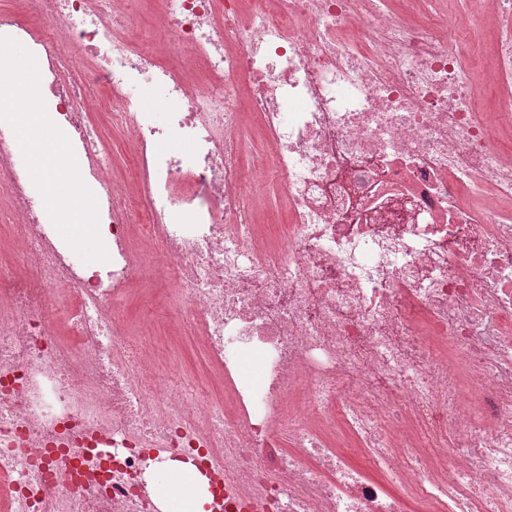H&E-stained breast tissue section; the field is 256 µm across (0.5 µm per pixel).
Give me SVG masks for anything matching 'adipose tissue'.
<instances>
[{
  "mask_svg": "<svg viewBox=\"0 0 512 512\" xmlns=\"http://www.w3.org/2000/svg\"><path fill=\"white\" fill-rule=\"evenodd\" d=\"M156 481L149 488L160 512H206V482L191 464L166 459L155 466Z\"/></svg>",
  "mask_w": 512,
  "mask_h": 512,
  "instance_id": "adipose-tissue-1",
  "label": "adipose tissue"
}]
</instances>
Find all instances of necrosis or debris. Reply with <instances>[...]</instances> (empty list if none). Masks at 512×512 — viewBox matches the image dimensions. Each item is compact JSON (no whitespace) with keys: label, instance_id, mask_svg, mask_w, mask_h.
I'll use <instances>...</instances> for the list:
<instances>
[{"label":"necrosis or debris","instance_id":"1","mask_svg":"<svg viewBox=\"0 0 512 512\" xmlns=\"http://www.w3.org/2000/svg\"><path fill=\"white\" fill-rule=\"evenodd\" d=\"M27 2L0 36L43 57L112 258L74 260L0 121L22 258L0 260V512H157L145 476L170 452L211 512H512V0L491 113L481 22L444 0L417 23V0H163L147 46L139 0ZM154 85L161 125L132 94ZM95 112L130 135L137 197ZM271 181L283 224L258 221ZM159 271L210 389L157 371L119 305Z\"/></svg>","mask_w":512,"mask_h":512}]
</instances>
